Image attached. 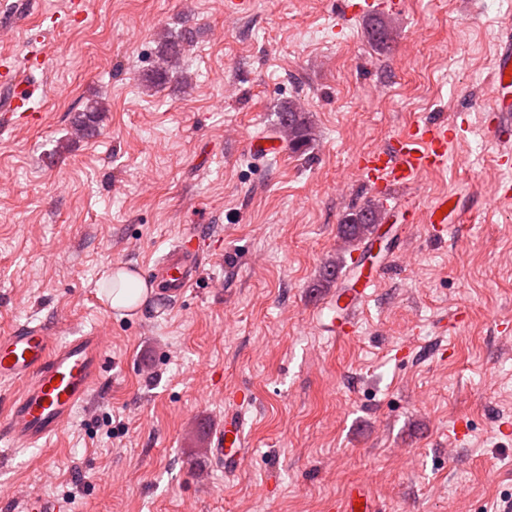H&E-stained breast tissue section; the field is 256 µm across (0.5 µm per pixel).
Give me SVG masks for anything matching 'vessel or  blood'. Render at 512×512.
Masks as SVG:
<instances>
[{"mask_svg": "<svg viewBox=\"0 0 512 512\" xmlns=\"http://www.w3.org/2000/svg\"><path fill=\"white\" fill-rule=\"evenodd\" d=\"M34 59L19 62L15 56H0V87L10 115L32 116L29 102L34 93L28 81ZM512 93V40L499 42L495 53V78L490 90L491 109L501 124L512 123V107L506 97ZM459 131L447 122H423L408 127L390 145L359 156L354 169L361 179L380 189L384 197L411 186L423 174L448 166V150ZM456 196L441 195L431 203L426 223H447L459 213ZM203 252L196 236L190 235L171 246L153 265L144 267L154 293L161 303L172 306L183 299L199 278ZM376 277L363 276L346 288L341 303L346 308V325L356 329L358 311L375 286ZM105 348L101 332L90 331L63 343L54 342L40 325L22 324L0 336V384L22 382L21 393L0 418V439L13 445L32 446L60 434L76 410L89 398L100 369ZM242 409L225 412L224 425L208 450L215 467L236 473L246 453L248 439ZM337 512H376L374 501L364 487H352Z\"/></svg>", "mask_w": 512, "mask_h": 512, "instance_id": "b4317fda", "label": "vessel or blood"}]
</instances>
